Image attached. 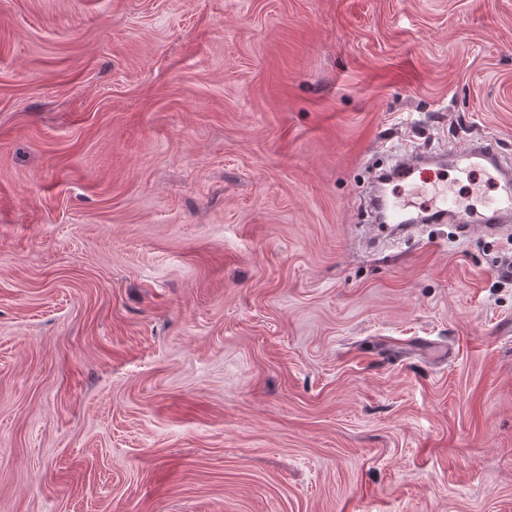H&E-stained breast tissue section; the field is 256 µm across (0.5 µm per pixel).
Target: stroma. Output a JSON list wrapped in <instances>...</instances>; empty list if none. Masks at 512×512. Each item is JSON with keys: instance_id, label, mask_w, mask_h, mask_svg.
I'll return each mask as SVG.
<instances>
[{"instance_id": "stroma-1", "label": "stroma", "mask_w": 512, "mask_h": 512, "mask_svg": "<svg viewBox=\"0 0 512 512\" xmlns=\"http://www.w3.org/2000/svg\"><path fill=\"white\" fill-rule=\"evenodd\" d=\"M483 136L512 0H0V512H512Z\"/></svg>"}]
</instances>
